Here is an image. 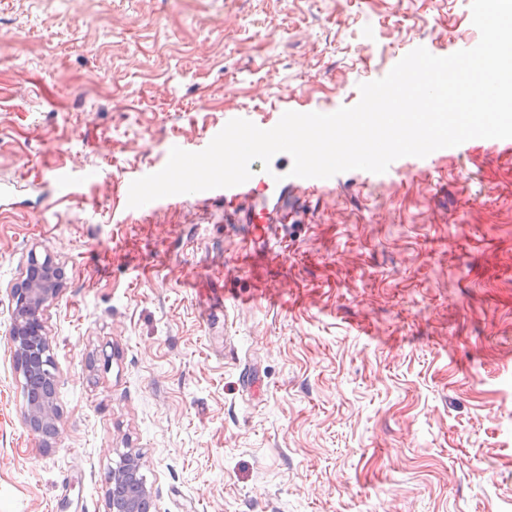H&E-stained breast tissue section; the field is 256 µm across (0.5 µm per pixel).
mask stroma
Wrapping results in <instances>:
<instances>
[{
  "instance_id": "35a3bbf8",
  "label": "stroma",
  "mask_w": 512,
  "mask_h": 512,
  "mask_svg": "<svg viewBox=\"0 0 512 512\" xmlns=\"http://www.w3.org/2000/svg\"><path fill=\"white\" fill-rule=\"evenodd\" d=\"M471 0H0V512H105L140 453L155 512H512V155L471 139L351 170L263 224L128 205L227 120L329 114ZM59 435L9 344L29 252Z\"/></svg>"
}]
</instances>
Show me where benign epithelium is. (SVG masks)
Segmentation results:
<instances>
[{
    "mask_svg": "<svg viewBox=\"0 0 512 512\" xmlns=\"http://www.w3.org/2000/svg\"><path fill=\"white\" fill-rule=\"evenodd\" d=\"M63 267L50 257L30 253L21 280L9 288L13 309L9 329L10 348L19 373L40 386L26 396V422L34 432L57 428L56 379L52 349L41 317L43 307L62 287ZM141 456L126 452L110 470L105 488L106 512H151L154 491L141 473Z\"/></svg>",
    "mask_w": 512,
    "mask_h": 512,
    "instance_id": "1",
    "label": "benign epithelium"
}]
</instances>
